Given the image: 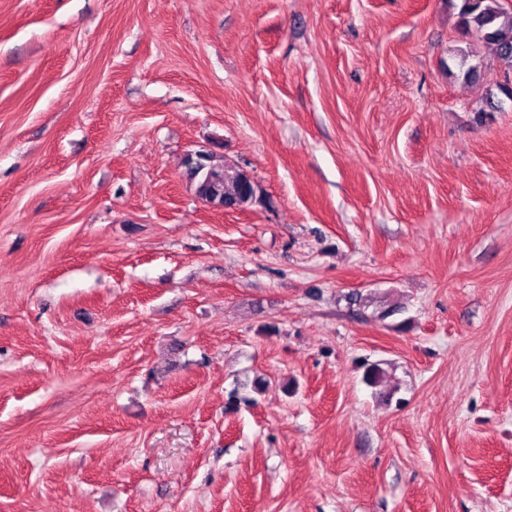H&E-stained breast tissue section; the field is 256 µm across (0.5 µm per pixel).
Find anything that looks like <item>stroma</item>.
Instances as JSON below:
<instances>
[{
	"instance_id": "1",
	"label": "stroma",
	"mask_w": 512,
	"mask_h": 512,
	"mask_svg": "<svg viewBox=\"0 0 512 512\" xmlns=\"http://www.w3.org/2000/svg\"><path fill=\"white\" fill-rule=\"evenodd\" d=\"M458 2L0 0V512H512L511 67L449 75ZM196 156V160L186 159L185 166L190 179L196 181L195 193L199 198L214 205L241 208L260 200L258 185L246 171L228 165L222 159H215L212 153L198 152ZM223 209L238 210L233 206H224Z\"/></svg>"
}]
</instances>
